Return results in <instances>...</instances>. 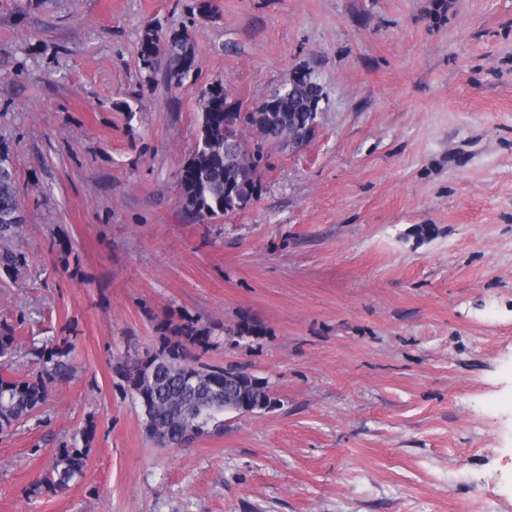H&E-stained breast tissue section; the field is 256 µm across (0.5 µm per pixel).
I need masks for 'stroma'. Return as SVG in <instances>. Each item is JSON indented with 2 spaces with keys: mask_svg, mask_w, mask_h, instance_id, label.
Segmentation results:
<instances>
[{
  "mask_svg": "<svg viewBox=\"0 0 512 512\" xmlns=\"http://www.w3.org/2000/svg\"><path fill=\"white\" fill-rule=\"evenodd\" d=\"M185 2L0 0L27 258L0 325L21 349L71 333L78 369L0 434V512H512V0ZM154 19L188 30L197 81L141 75ZM297 68L325 93L311 141L196 223L201 84L249 110ZM187 322L279 404L160 448L121 368ZM90 423L85 478L27 499Z\"/></svg>",
  "mask_w": 512,
  "mask_h": 512,
  "instance_id": "obj_1",
  "label": "stroma"
}]
</instances>
